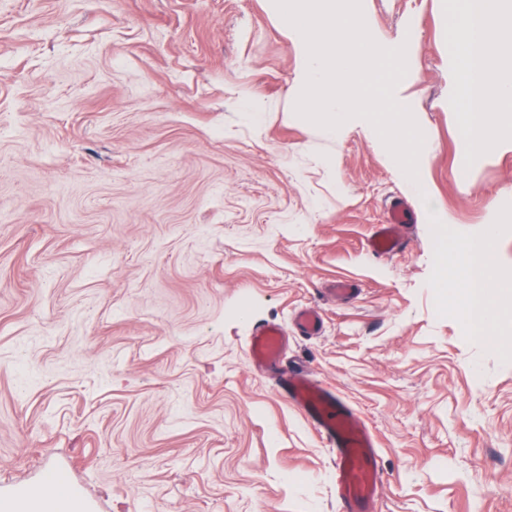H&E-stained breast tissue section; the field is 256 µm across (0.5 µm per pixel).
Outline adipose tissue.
Instances as JSON below:
<instances>
[{"instance_id": "ef3b65f1", "label": "adipose tissue", "mask_w": 512, "mask_h": 512, "mask_svg": "<svg viewBox=\"0 0 512 512\" xmlns=\"http://www.w3.org/2000/svg\"><path fill=\"white\" fill-rule=\"evenodd\" d=\"M506 0H461L454 19L462 71L479 72V81L457 88L463 134L472 152L494 144L499 114L512 104V79L502 77L500 66L512 58V26L501 22Z\"/></svg>"}]
</instances>
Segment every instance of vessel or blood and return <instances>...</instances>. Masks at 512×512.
<instances>
[{
	"label": "vessel or blood",
	"instance_id": "obj_1",
	"mask_svg": "<svg viewBox=\"0 0 512 512\" xmlns=\"http://www.w3.org/2000/svg\"><path fill=\"white\" fill-rule=\"evenodd\" d=\"M406 220V208L398 203L391 208V222L380 227L369 247L379 256L398 251L401 241L397 224ZM304 335H319L323 321L312 308L295 318ZM288 333L280 325L267 323L253 330L251 353L257 368L279 373V387L311 419L327 442L336 450V478L347 512H373L380 492L376 468L375 441L353 410L335 393L315 384L304 373L280 374L282 352ZM93 507L70 470L60 464L44 465L36 482L13 492H0V512H92Z\"/></svg>",
	"mask_w": 512,
	"mask_h": 512
}]
</instances>
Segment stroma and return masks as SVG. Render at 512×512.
I'll return each instance as SVG.
<instances>
[{
    "label": "stroma",
    "instance_id": "35a3bbf8",
    "mask_svg": "<svg viewBox=\"0 0 512 512\" xmlns=\"http://www.w3.org/2000/svg\"><path fill=\"white\" fill-rule=\"evenodd\" d=\"M361 6L406 48L420 195L367 121L296 114L274 0H0V488L52 459L101 512H343L335 449L250 365L275 322L371 429L376 512H512V362L427 283L429 213L476 234L512 203V107L471 153L448 0ZM401 241L396 234L393 225H384L380 227L370 240V250L377 256L390 255L398 251L401 247ZM295 325L305 336H317L322 331L323 321L317 310L307 308L296 315Z\"/></svg>",
    "mask_w": 512,
    "mask_h": 512
}]
</instances>
